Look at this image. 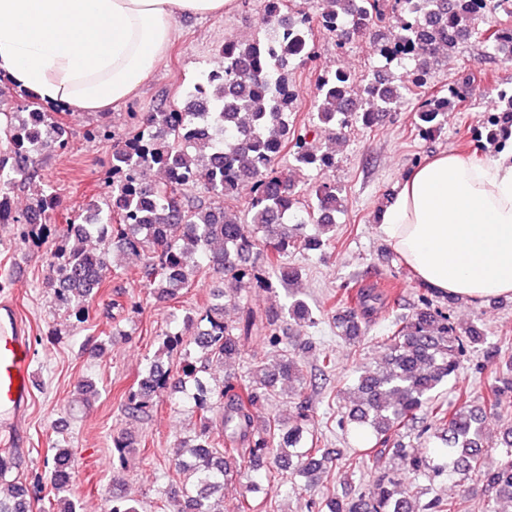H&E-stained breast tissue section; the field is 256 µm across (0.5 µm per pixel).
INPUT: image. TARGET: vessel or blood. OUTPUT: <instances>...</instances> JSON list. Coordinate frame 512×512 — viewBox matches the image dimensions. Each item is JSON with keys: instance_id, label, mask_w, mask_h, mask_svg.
Wrapping results in <instances>:
<instances>
[{"instance_id": "vessel-or-blood-1", "label": "vessel or blood", "mask_w": 512, "mask_h": 512, "mask_svg": "<svg viewBox=\"0 0 512 512\" xmlns=\"http://www.w3.org/2000/svg\"><path fill=\"white\" fill-rule=\"evenodd\" d=\"M31 344L10 302H0V413L19 415L33 395Z\"/></svg>"}]
</instances>
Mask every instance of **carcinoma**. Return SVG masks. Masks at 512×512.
Segmentation results:
<instances>
[{"label":"carcinoma","instance_id":"cac0c4a2","mask_svg":"<svg viewBox=\"0 0 512 512\" xmlns=\"http://www.w3.org/2000/svg\"><path fill=\"white\" fill-rule=\"evenodd\" d=\"M325 3L312 17L291 0H265V34L225 40L217 71L201 74L193 84L191 94L205 99L208 111L129 113L130 131L112 151L106 191L55 239L47 284L57 287V301L81 319L88 313L87 299L104 285L114 248L143 260L144 286L164 300L178 299L206 269L222 275L224 287L214 289L216 303L200 314L196 333H163L155 358L122 394L129 413L149 414L155 398L170 385L172 360H181L178 384L197 423L195 435L180 441L166 471L164 495L177 512H220L212 499L224 494L226 483L248 472L262 473L264 479L243 485L236 512H259L278 491L283 470L313 486L328 463L308 428L313 412L308 400L295 403L291 418L260 415L264 403L283 390L299 397L304 388L296 354L279 338L281 319L302 328L318 324L316 312L291 290L299 272L286 262L288 254L320 249L324 236L336 227L333 215L345 203L336 186L302 183L296 173L335 163L331 153L312 151L309 137H333L353 122L369 126L395 110L410 88L395 82L391 72L363 81L346 71L326 73L316 88L312 122L303 128L290 124L295 94L289 74L295 64L316 59L313 29L342 44L369 27L392 28L406 52L384 42L376 44L377 53L389 65L413 66L419 83L431 74L440 48L451 52L457 47L448 33L467 40L479 34L478 20L487 10L512 16V0H396L393 23L385 0ZM286 25L300 27V36L284 40L279 55H269L265 42ZM487 41L495 50L512 46V27L496 29ZM451 105L446 96L426 98L419 109V135L437 132L439 117ZM496 111L493 124L512 125V88L499 90ZM67 129L39 107L0 112V136L10 145L9 153L0 155V196L19 186L32 189L34 196V205L21 217L12 216L7 203L0 202V223L16 225L24 242L42 237V220L57 204L48 185L32 182L28 162L36 153L65 149ZM286 148L293 158L289 175L275 167ZM237 176L252 181L250 208L242 218L223 205L233 195L230 181ZM192 189L208 195L210 204L191 200ZM176 227L182 229L179 237L172 235ZM260 233L265 250L260 261L250 263L246 256ZM278 285L288 289V301L279 310L249 309L236 323L224 321L222 299L245 287L271 290ZM437 298V291L422 288L414 310L391 311L385 333L374 337L385 351L384 363L355 379L351 405L337 420L341 429L367 435L366 446L337 466L343 484L354 483L370 466L374 476L369 487L342 495L329 488L311 501L312 512H462L456 498L421 499L407 481L410 474L432 483L477 478L494 492L486 512H497L499 501L512 500V428H505L494 443L485 432L489 417L512 412V353L503 354L477 326L457 331ZM383 302L379 288H360L354 295L349 286L340 288L336 304L341 309L333 316L337 336L349 343L364 339ZM253 339L274 349V362L253 363L245 375H228L223 384L209 385L205 374L215 365L239 360ZM469 347L481 349L495 363V384L480 405L471 404L470 391L459 390V404L450 411L440 391L459 379L461 356ZM405 438L432 444V452H419ZM493 445L500 448V460L488 468L485 457ZM73 461L72 449H54L49 462L54 491L68 488ZM0 512H30L27 490L15 485L0 496ZM108 512L138 509L114 483Z\"/></svg>","mask_w":512,"mask_h":512}]
</instances>
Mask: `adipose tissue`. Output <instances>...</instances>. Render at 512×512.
Here are the masks:
<instances>
[{
    "label": "adipose tissue",
    "instance_id": "adipose-tissue-1",
    "mask_svg": "<svg viewBox=\"0 0 512 512\" xmlns=\"http://www.w3.org/2000/svg\"><path fill=\"white\" fill-rule=\"evenodd\" d=\"M237 0H0V80L73 112H104L155 73L178 17ZM380 230L426 285L485 301L512 295V154H444L407 175Z\"/></svg>",
    "mask_w": 512,
    "mask_h": 512
}]
</instances>
